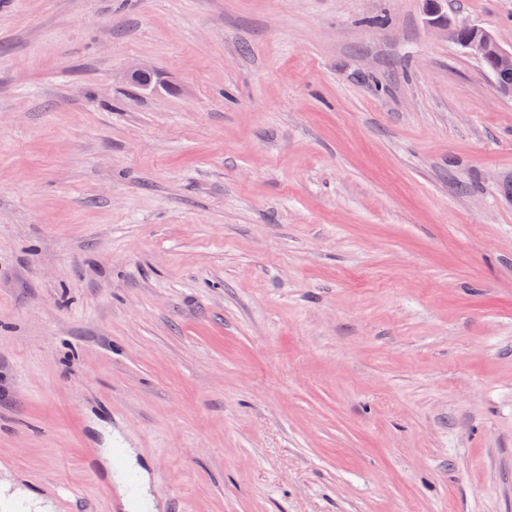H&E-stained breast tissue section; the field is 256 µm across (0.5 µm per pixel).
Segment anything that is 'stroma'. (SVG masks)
Returning <instances> with one entry per match:
<instances>
[{
	"label": "stroma",
	"mask_w": 512,
	"mask_h": 512,
	"mask_svg": "<svg viewBox=\"0 0 512 512\" xmlns=\"http://www.w3.org/2000/svg\"><path fill=\"white\" fill-rule=\"evenodd\" d=\"M117 440L143 512H512V96L426 0H0V471L126 512ZM126 469L129 472L136 473L139 477L138 485L140 489V497L137 501L133 500L127 494L128 486L125 472L119 471L116 474V488L117 491L127 503L130 508L141 509L144 508L148 502L146 490L148 488V476L145 471L137 464L136 455L131 448H126Z\"/></svg>",
	"instance_id": "stroma-1"
}]
</instances>
